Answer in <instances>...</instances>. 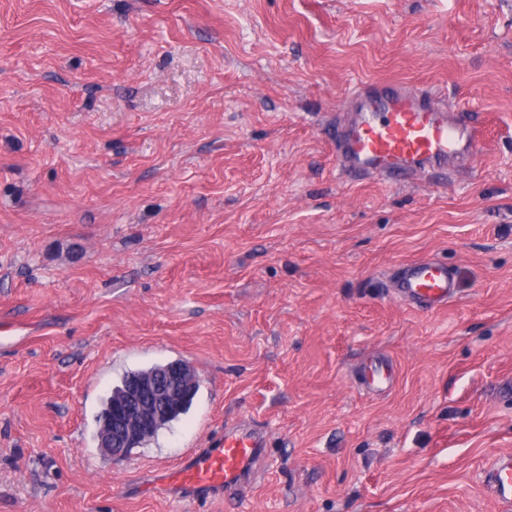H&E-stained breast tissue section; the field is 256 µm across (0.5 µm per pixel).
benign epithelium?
I'll use <instances>...</instances> for the list:
<instances>
[{
  "mask_svg": "<svg viewBox=\"0 0 512 512\" xmlns=\"http://www.w3.org/2000/svg\"><path fill=\"white\" fill-rule=\"evenodd\" d=\"M194 380L177 365L165 366L155 380L132 388L120 401L111 404L99 428V448L114 460L127 456V448L151 435L159 418L180 401L185 386Z\"/></svg>",
  "mask_w": 512,
  "mask_h": 512,
  "instance_id": "7a95c632",
  "label": "benign epithelium"
}]
</instances>
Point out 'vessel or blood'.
<instances>
[{"label": "vessel or blood", "instance_id": "b4317fda", "mask_svg": "<svg viewBox=\"0 0 512 512\" xmlns=\"http://www.w3.org/2000/svg\"><path fill=\"white\" fill-rule=\"evenodd\" d=\"M346 109L354 118L336 136V155L346 170L362 176L416 183L467 166L481 146L473 115L449 107L434 91L365 84L347 97ZM394 288L401 301L425 311L441 309L456 296L447 264L434 259L401 265ZM394 382L392 365L382 361L360 372L361 387L372 393L388 392ZM265 446L254 425H225L208 447L194 449L166 473L164 490L187 502L234 494L252 482ZM486 482L504 512H512L511 454L493 461Z\"/></svg>", "mask_w": 512, "mask_h": 512}]
</instances>
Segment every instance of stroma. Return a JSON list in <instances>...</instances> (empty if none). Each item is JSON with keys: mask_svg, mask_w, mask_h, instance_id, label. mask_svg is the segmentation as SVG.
Masks as SVG:
<instances>
[{"mask_svg": "<svg viewBox=\"0 0 512 512\" xmlns=\"http://www.w3.org/2000/svg\"><path fill=\"white\" fill-rule=\"evenodd\" d=\"M360 83L464 105L472 165L346 173ZM422 258L456 282L434 312L392 293ZM172 361L189 412L103 455V399ZM239 420L251 489L144 493ZM506 452L512 0H0V512H498ZM395 382V372L391 364L376 361L360 371L359 384L369 392L382 394L390 391ZM486 482L496 500L502 506V512L512 510V455H499L486 474Z\"/></svg>", "mask_w": 512, "mask_h": 512, "instance_id": "1", "label": "stroma"}]
</instances>
